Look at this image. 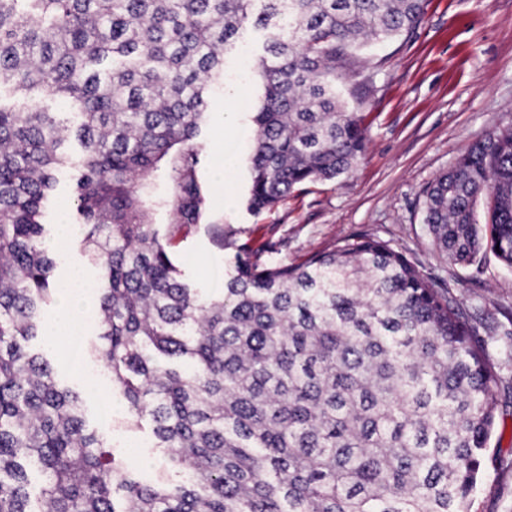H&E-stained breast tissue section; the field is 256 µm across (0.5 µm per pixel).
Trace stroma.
<instances>
[{
  "mask_svg": "<svg viewBox=\"0 0 512 512\" xmlns=\"http://www.w3.org/2000/svg\"><path fill=\"white\" fill-rule=\"evenodd\" d=\"M265 35V29L253 28L226 58L223 81L212 87L198 165L205 205L199 224L176 233L173 262L193 286L222 288L234 259L215 237L220 225L235 230L238 243L269 266L302 263L342 239H380L402 252L432 284L450 288L469 320L484 328L479 339L501 377L498 425L470 512H512V356L490 333L512 326V269L491 254L467 267L447 263L423 222L425 191L436 175L486 133L512 125V0H426L415 30L365 53L373 80L345 88L351 111L369 129L354 172L338 182L305 184L277 207L254 211L248 207L250 114L257 90L251 71ZM228 153L236 167L222 192L215 172ZM78 174L72 164L58 175L43 216L49 230L77 222L71 197ZM98 334L97 323L86 324L77 341L83 374L59 369L65 384L81 391L87 381H108L104 360L88 353ZM86 405L92 426L116 449L138 446V457L128 464L144 479L168 475L150 429L126 428L123 405L107 416L94 400Z\"/></svg>",
  "mask_w": 512,
  "mask_h": 512,
  "instance_id": "obj_1",
  "label": "stroma"
}]
</instances>
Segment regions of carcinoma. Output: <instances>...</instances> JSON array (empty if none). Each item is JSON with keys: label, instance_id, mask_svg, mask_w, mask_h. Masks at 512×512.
<instances>
[{"label": "carcinoma", "instance_id": "obj_1", "mask_svg": "<svg viewBox=\"0 0 512 512\" xmlns=\"http://www.w3.org/2000/svg\"><path fill=\"white\" fill-rule=\"evenodd\" d=\"M425 3L0 0V89L16 94L0 102V512H470L500 378L450 289L368 238L300 265L239 254L214 295L183 281L153 223L158 211L179 230L201 219L207 92L247 26L270 29L248 196L262 210L354 170L368 129L344 87L365 69L364 41L412 32ZM72 139L96 352L130 427L149 421L186 481L128 470L83 395L29 347L59 295L41 217ZM426 198L441 257L470 266L490 252L512 269V126Z\"/></svg>", "mask_w": 512, "mask_h": 512}]
</instances>
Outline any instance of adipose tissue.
Listing matches in <instances>:
<instances>
[{"mask_svg": "<svg viewBox=\"0 0 512 512\" xmlns=\"http://www.w3.org/2000/svg\"><path fill=\"white\" fill-rule=\"evenodd\" d=\"M61 294L48 320L49 334L59 347H66L80 336L85 326L84 317L93 308L91 284L79 267L71 266L59 274Z\"/></svg>", "mask_w": 512, "mask_h": 512, "instance_id": "ef3b65f1", "label": "adipose tissue"}]
</instances>
